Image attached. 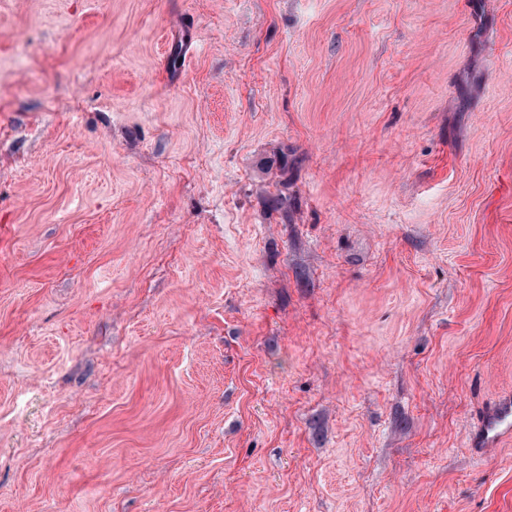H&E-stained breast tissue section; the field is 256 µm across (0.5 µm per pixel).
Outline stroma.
Wrapping results in <instances>:
<instances>
[{"label": "stroma", "instance_id": "1", "mask_svg": "<svg viewBox=\"0 0 512 512\" xmlns=\"http://www.w3.org/2000/svg\"><path fill=\"white\" fill-rule=\"evenodd\" d=\"M512 0H0V512H512ZM512 435V396L498 397L479 421L471 428L468 447L476 457H483L490 448L497 447Z\"/></svg>", "mask_w": 512, "mask_h": 512}]
</instances>
